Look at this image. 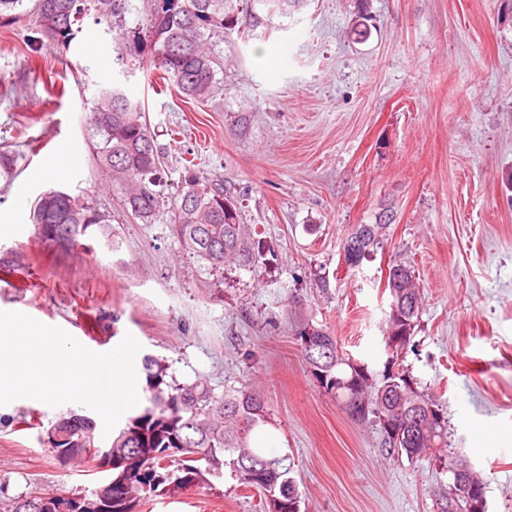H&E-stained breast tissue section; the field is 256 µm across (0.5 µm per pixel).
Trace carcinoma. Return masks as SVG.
Listing matches in <instances>:
<instances>
[{
    "label": "carcinoma",
    "mask_w": 512,
    "mask_h": 512,
    "mask_svg": "<svg viewBox=\"0 0 512 512\" xmlns=\"http://www.w3.org/2000/svg\"><path fill=\"white\" fill-rule=\"evenodd\" d=\"M242 0H151L145 32H132V41L146 45L153 67L184 97L204 103L222 87L217 75L224 63L212 50V39L231 33L238 24ZM122 0H34L36 31L67 50L75 37L73 25L90 13L99 24H117ZM97 165L107 176L123 211L144 224L154 221L162 208L171 214V231L179 249L196 259L211 275L231 262L251 272L263 265L262 255L240 223L237 207L224 185L184 168L177 192L164 194L162 148L151 131L141 103L118 88L101 90L86 121ZM38 239L49 249L70 254L88 250L86 239L98 234L108 247L112 241L111 216L80 196L52 188L35 199L30 212ZM392 216L360 224L350 237L358 238V260L384 248ZM386 290L390 311L384 336L388 354L383 369L347 357L336 339L308 323L296 326L304 361L319 385L332 394L355 421L378 427L382 447L394 458L430 457L441 469L465 472L467 490L438 479L430 487L435 512H486L485 483L459 456L443 457L448 447L447 410L418 389L401 365L419 317L420 289L413 267L403 258L389 265ZM148 406L127 419L112 440L109 480L123 488V499L106 512H136L145 498L194 486L206 472L221 477L229 468L239 486L264 497V512H302L301 494L291 476L288 455L258 446V431L269 424L262 395L249 387L215 393L204 382L171 385L166 371L151 356L142 361ZM404 434L392 433L394 425ZM96 423L87 416L67 414L46 430L47 445L66 463L79 456L99 459L94 445ZM102 487L81 497L34 491L0 505V512H35L36 502L53 497L59 512H83L87 500L98 498Z\"/></svg>",
    "instance_id": "obj_1"
}]
</instances>
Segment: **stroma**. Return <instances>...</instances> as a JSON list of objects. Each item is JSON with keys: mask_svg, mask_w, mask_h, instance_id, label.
Masks as SVG:
<instances>
[{"mask_svg": "<svg viewBox=\"0 0 512 512\" xmlns=\"http://www.w3.org/2000/svg\"><path fill=\"white\" fill-rule=\"evenodd\" d=\"M0 22V311L64 329L105 353L132 334L166 380L263 395L274 450L288 455L305 512H433L436 464L393 460L370 424L319 387L295 327H326L381 369L388 264L407 258L422 308L404 360L448 410V442L481 473L487 512H512V0H300L287 14L240 13L217 51L215 103L165 86L129 31L149 0H126L122 28L84 17L68 50L35 41L28 11ZM367 34L358 37V23ZM141 102L175 191L185 162L224 184L265 256L260 275L214 276L179 252L168 210L128 217L96 166L86 119L99 90ZM68 168L51 166L70 144ZM65 188L110 213L116 249L64 256L29 220ZM394 214L383 250L354 268L344 243ZM65 403L0 407V499L89 491L107 475L59 462L45 435ZM232 476L143 501L138 512H261Z\"/></svg>", "mask_w": 512, "mask_h": 512, "instance_id": "stroma-1", "label": "stroma"}]
</instances>
